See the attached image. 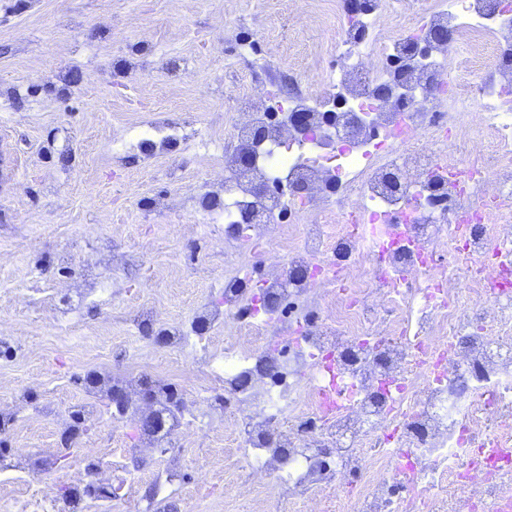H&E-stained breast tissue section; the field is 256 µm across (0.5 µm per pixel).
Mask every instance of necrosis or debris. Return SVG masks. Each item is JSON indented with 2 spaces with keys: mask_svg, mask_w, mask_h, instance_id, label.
<instances>
[{
  "mask_svg": "<svg viewBox=\"0 0 512 512\" xmlns=\"http://www.w3.org/2000/svg\"><path fill=\"white\" fill-rule=\"evenodd\" d=\"M338 16L315 91L236 90L224 197L207 203L235 262L199 319L233 324L238 342L217 351L184 324L158 328L168 348L194 346L197 394L225 417L241 486L261 479L305 512L335 498L343 512H512V0L408 13L343 0ZM254 127L264 138L245 141ZM258 182L283 190L294 236L259 221ZM281 240L276 267L249 276ZM289 302L300 310L286 317ZM263 360L278 370L241 387ZM183 414L152 449L67 474L63 497L15 468L16 512H90L91 484L135 485L149 455L163 463L156 502L175 497L183 473L165 457Z\"/></svg>",
  "mask_w": 512,
  "mask_h": 512,
  "instance_id": "obj_1",
  "label": "necrosis or debris"
}]
</instances>
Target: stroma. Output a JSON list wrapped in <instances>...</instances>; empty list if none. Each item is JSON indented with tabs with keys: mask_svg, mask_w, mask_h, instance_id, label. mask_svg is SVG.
Instances as JSON below:
<instances>
[{
	"mask_svg": "<svg viewBox=\"0 0 512 512\" xmlns=\"http://www.w3.org/2000/svg\"><path fill=\"white\" fill-rule=\"evenodd\" d=\"M292 0H0V403L25 392L0 465L56 444L59 412L85 400V371L160 370L186 388L203 370L129 315L173 322L219 301L230 255L224 226L205 220L220 193L231 94L249 72L286 90L335 53L336 0H313L301 26ZM86 422L78 468L97 448L142 439L133 421ZM192 512H288L272 490L234 503L236 452L223 417L198 413L173 440Z\"/></svg>",
	"mask_w": 512,
	"mask_h": 512,
	"instance_id": "35a3bbf8",
	"label": "stroma"
}]
</instances>
